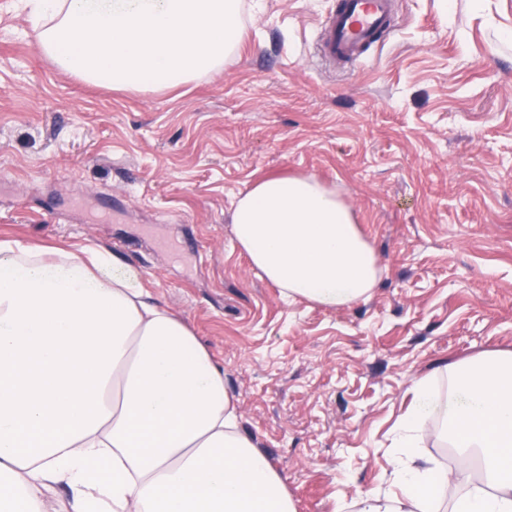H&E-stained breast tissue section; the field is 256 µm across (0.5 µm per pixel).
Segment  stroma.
I'll list each match as a JSON object with an SVG mask.
<instances>
[{
  "instance_id": "1",
  "label": "stroma",
  "mask_w": 512,
  "mask_h": 512,
  "mask_svg": "<svg viewBox=\"0 0 512 512\" xmlns=\"http://www.w3.org/2000/svg\"><path fill=\"white\" fill-rule=\"evenodd\" d=\"M338 0H241L217 74L117 92L59 70L0 0V240L93 244L138 271L224 369L239 423L296 512L391 490L392 431L421 378L512 351V0H397L361 62L320 55ZM315 175L350 205L383 274L371 297L285 299L232 231L268 176ZM420 456L479 461L432 437Z\"/></svg>"
}]
</instances>
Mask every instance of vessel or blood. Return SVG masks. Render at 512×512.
<instances>
[{
    "instance_id": "vessel-or-blood-1",
    "label": "vessel or blood",
    "mask_w": 512,
    "mask_h": 512,
    "mask_svg": "<svg viewBox=\"0 0 512 512\" xmlns=\"http://www.w3.org/2000/svg\"><path fill=\"white\" fill-rule=\"evenodd\" d=\"M325 40L321 54L330 60H357L379 33L395 26L392 0H341L336 11L323 17Z\"/></svg>"
}]
</instances>
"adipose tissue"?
Instances as JSON below:
<instances>
[{"mask_svg": "<svg viewBox=\"0 0 512 512\" xmlns=\"http://www.w3.org/2000/svg\"><path fill=\"white\" fill-rule=\"evenodd\" d=\"M232 223L288 298L348 306L378 282L353 212L314 176L256 181ZM434 416L483 461L451 512H512V352L456 365L444 394L417 381L394 429V492L342 512H441L449 475L418 453ZM238 419L223 368L117 255L0 241V512H295Z\"/></svg>", "mask_w": 512, "mask_h": 512, "instance_id": "1", "label": "adipose tissue"}]
</instances>
